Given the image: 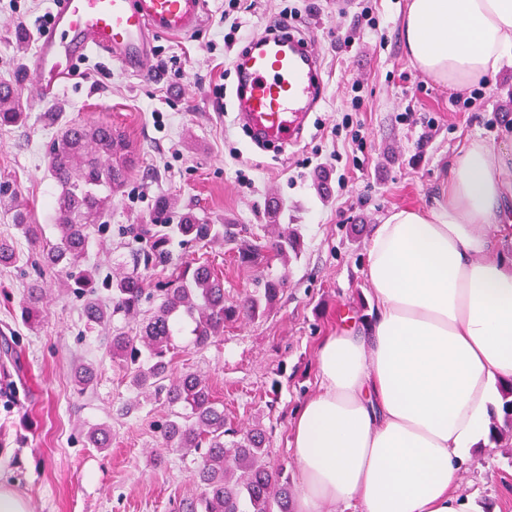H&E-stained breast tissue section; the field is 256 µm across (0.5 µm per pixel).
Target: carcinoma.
Wrapping results in <instances>:
<instances>
[{
    "instance_id": "1",
    "label": "carcinoma",
    "mask_w": 512,
    "mask_h": 512,
    "mask_svg": "<svg viewBox=\"0 0 512 512\" xmlns=\"http://www.w3.org/2000/svg\"><path fill=\"white\" fill-rule=\"evenodd\" d=\"M22 112L17 98L0 91V126L19 123ZM74 123L61 128L48 148V169L59 187L55 198L54 224L59 239L42 240L40 225L31 221L27 205L13 201V222L37 251L39 264L56 268L75 283L85 296L84 316L101 324L108 312L97 299L91 270L83 267L93 236L102 230V220L112 193L127 182L134 153L124 134L103 123ZM133 268L113 274L112 312L136 322L135 330L114 329L110 340L112 359L133 367L132 382L138 395L165 399L172 407L161 430L165 448L200 455L194 476L199 493L183 505L185 512H289L288 474L273 468L266 458V431L260 427L242 432L227 423L210 387L199 374L173 376L176 339L189 337L203 348L224 335V326L246 316H262L283 290L281 278H268L261 292L248 294L240 302L224 301V278L207 262L195 258L173 261L169 242L178 235L186 242L202 243L220 236L236 238L233 225L219 228L199 218L190 208L175 210L167 197L157 201L149 224L129 230ZM300 237L278 228L266 249L283 260L301 252ZM19 261L12 242L0 239V267ZM171 269L166 279L151 285L145 272ZM158 304L148 312L143 305L150 297ZM44 289L34 281L27 288L23 316L37 324L43 318ZM502 419L492 417L491 441L512 448V382L502 390Z\"/></svg>"
}]
</instances>
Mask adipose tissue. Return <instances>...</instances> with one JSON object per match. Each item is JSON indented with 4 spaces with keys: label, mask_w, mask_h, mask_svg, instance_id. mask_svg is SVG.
<instances>
[{
    "label": "adipose tissue",
    "mask_w": 512,
    "mask_h": 512,
    "mask_svg": "<svg viewBox=\"0 0 512 512\" xmlns=\"http://www.w3.org/2000/svg\"><path fill=\"white\" fill-rule=\"evenodd\" d=\"M403 48L462 93L512 60V0H410ZM512 145L474 139L431 208L396 207L374 230L372 317L318 348L319 388L293 429L294 512H468L452 485L489 440L512 381Z\"/></svg>",
    "instance_id": "adipose-tissue-1"
}]
</instances>
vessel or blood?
I'll return each instance as SVG.
<instances>
[{"instance_id": "vessel-or-blood-1", "label": "vessel or blood", "mask_w": 512, "mask_h": 512, "mask_svg": "<svg viewBox=\"0 0 512 512\" xmlns=\"http://www.w3.org/2000/svg\"><path fill=\"white\" fill-rule=\"evenodd\" d=\"M52 19L37 33L30 62L43 96L55 95L77 57L96 53L127 72L146 74L150 39L187 35L206 18L207 0H51ZM239 118L254 135L300 145L309 112L325 87L321 60L307 42L261 33L237 58Z\"/></svg>"}]
</instances>
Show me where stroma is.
Listing matches in <instances>:
<instances>
[{"label":"stroma","instance_id":"stroma-1","mask_svg":"<svg viewBox=\"0 0 512 512\" xmlns=\"http://www.w3.org/2000/svg\"><path fill=\"white\" fill-rule=\"evenodd\" d=\"M408 0H377V32L361 33L352 48L336 51L337 32L354 27L359 0H237L242 32L251 36L296 8L295 24L319 51L327 85L310 112L302 144L276 153L256 147L236 119L237 75L224 63V0H208L204 25L184 36H154L149 73L134 76L116 62L89 54L50 100L38 98L28 62L37 19L50 0H0V81L23 87L24 119L0 126V183L23 199L46 240L58 187L47 165L55 134L73 121L112 124L137 153L126 186L112 196L105 229L89 248L87 267L101 276L127 267L128 231L147 223L159 197L171 196L211 224L235 225V241H173L174 260L207 258L224 277V297L235 302L272 274L286 285L273 308L255 320L227 325L207 347H180L176 373L208 382L228 422L267 430L271 466L289 478L297 468L289 444L294 416L317 390V350L324 336L353 316L370 312L362 268L371 234L395 207H431L448 164L468 140L497 146L512 131V82L471 89L467 107L406 58L401 21ZM363 84L367 101L357 118L366 144L360 168L345 184L329 166L307 164L315 150L340 144L328 132L341 119L348 87ZM224 86V107L213 103ZM409 112L402 123L398 113ZM279 223L303 240L298 256L259 264L238 259V246L265 245L269 199ZM49 292L47 318L29 328L21 317L31 281ZM122 315L88 324L68 281L31 266L0 270V342L15 349L0 357V481L29 503L30 512H177L198 492L194 453L161 447L167 404L136 400L131 370L113 362L106 343ZM92 367L94 380L79 389L75 372ZM111 432L109 447H93L88 432ZM455 486L472 512H512V450L491 444L474 451Z\"/></svg>","mask_w":512,"mask_h":512}]
</instances>
